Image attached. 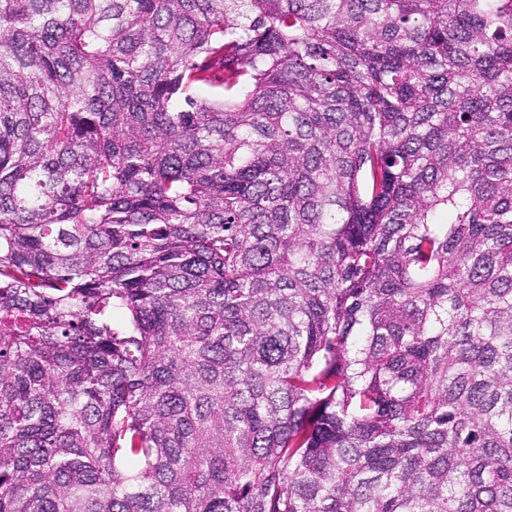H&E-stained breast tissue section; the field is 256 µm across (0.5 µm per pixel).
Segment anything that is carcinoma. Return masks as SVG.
Segmentation results:
<instances>
[{"mask_svg": "<svg viewBox=\"0 0 512 512\" xmlns=\"http://www.w3.org/2000/svg\"><path fill=\"white\" fill-rule=\"evenodd\" d=\"M0 512H512V0H0Z\"/></svg>", "mask_w": 512, "mask_h": 512, "instance_id": "obj_1", "label": "carcinoma"}]
</instances>
